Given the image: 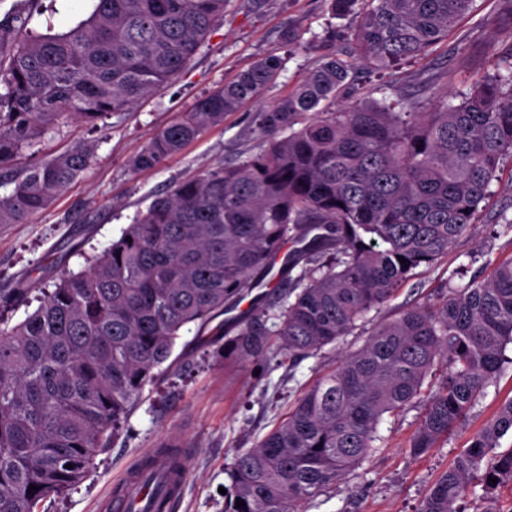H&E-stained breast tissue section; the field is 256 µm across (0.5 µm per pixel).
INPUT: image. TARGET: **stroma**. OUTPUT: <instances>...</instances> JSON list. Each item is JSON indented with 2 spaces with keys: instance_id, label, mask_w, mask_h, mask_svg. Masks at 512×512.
Segmentation results:
<instances>
[{
  "instance_id": "35a3bbf8",
  "label": "stroma",
  "mask_w": 512,
  "mask_h": 512,
  "mask_svg": "<svg viewBox=\"0 0 512 512\" xmlns=\"http://www.w3.org/2000/svg\"><path fill=\"white\" fill-rule=\"evenodd\" d=\"M31 30L46 22L65 31L83 19L82 0H42ZM352 47V22L332 16L329 0H230L224 20L171 83L158 88L132 111L103 117L96 127L69 122L48 131L17 162L26 168L91 141L90 165L51 205L26 224L0 225V289L25 284L29 301L51 288L61 271L87 268L120 235L135 213L178 178L213 165L237 163L261 153L267 142L261 112L284 98L323 55ZM275 54L282 69L261 94L221 125L208 129L160 167L140 171L133 158L163 127L191 111L205 94L230 83L253 62ZM512 55V0H474L448 38L423 57L378 74L358 67L338 103L386 101L407 112H429L459 103L476 77L491 74ZM512 257V157L500 163L470 231L433 265L415 269L398 295L371 310L357 328L321 351L282 360L240 361L224 355V328L245 316L253 299L268 302L272 290L254 289L233 311L214 319L204 334L184 331L158 377L144 386L121 429L114 432L86 478L66 495L47 500L44 512H103L121 474L152 449L167 444L189 448L185 495L173 512H223L222 487L238 452L256 444L287 415L295 400L346 354L362 347L380 324L414 305L442 301L447 287L486 279ZM512 397V362L470 420L421 458L409 440L419 407L384 418L377 449L348 478L303 503L302 512H417L419 504L469 436L500 400Z\"/></svg>"
}]
</instances>
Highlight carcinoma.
<instances>
[{
  "label": "carcinoma",
  "instance_id": "cac0c4a2",
  "mask_svg": "<svg viewBox=\"0 0 512 512\" xmlns=\"http://www.w3.org/2000/svg\"><path fill=\"white\" fill-rule=\"evenodd\" d=\"M66 32L36 34L22 11L0 19V224H26L84 171L83 144L23 171L15 161L60 124L94 126L172 82L224 18L228 0H87ZM473 0H329L355 21L332 51L261 114L268 148L176 182L140 210L93 264L62 274L38 307L0 328V512H40L81 483L155 369L191 325L233 309L284 244L279 328L262 309L235 322L224 352L292 358L349 335L474 223L500 162L512 156V58L432 112L392 104L331 109L363 63L387 70L448 38ZM282 65L268 54L160 130L136 155L151 170L224 122ZM404 257L402 264L398 257ZM512 259L446 300L381 324L295 402L288 418L236 456L224 512H299L375 449L386 415L431 385L409 442L421 457L468 417L512 362ZM512 397L435 481L418 512H461L479 486L512 485ZM72 468H66L67 464ZM495 478L492 483L488 478ZM38 490L30 489V486ZM244 506L236 507V502Z\"/></svg>",
  "mask_w": 512,
  "mask_h": 512
}]
</instances>
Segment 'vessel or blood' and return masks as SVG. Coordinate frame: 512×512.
<instances>
[{"label":"vessel or blood","mask_w":512,"mask_h":512,"mask_svg":"<svg viewBox=\"0 0 512 512\" xmlns=\"http://www.w3.org/2000/svg\"><path fill=\"white\" fill-rule=\"evenodd\" d=\"M188 474V454L177 448L170 453H154L149 470H125L116 492L106 502L107 512H128L130 504L149 506L152 498L165 495L168 503L182 501Z\"/></svg>","instance_id":"obj_1"}]
</instances>
